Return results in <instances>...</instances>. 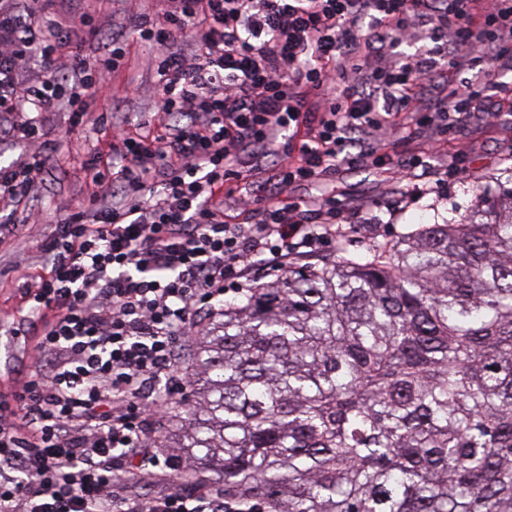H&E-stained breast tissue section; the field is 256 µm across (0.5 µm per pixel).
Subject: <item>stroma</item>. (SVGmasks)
Returning <instances> with one entry per match:
<instances>
[{
	"mask_svg": "<svg viewBox=\"0 0 512 512\" xmlns=\"http://www.w3.org/2000/svg\"><path fill=\"white\" fill-rule=\"evenodd\" d=\"M154 8L153 0H108L105 14L92 16L74 37L82 56L92 63L108 55L113 40L129 34L135 17ZM130 50L136 55L134 68L113 72L109 90L87 98L83 115L65 109L46 114L44 134L37 139L0 135V167L36 155L47 170L27 202L41 212L42 222H18L0 235V318L5 323L25 320L27 309L17 288L18 277L45 274L41 242L53 234L59 214L82 199L80 190L89 176L80 157L97 150L108 152L112 125L124 124L135 131L154 116L161 85L151 48L141 43L131 45ZM440 149L459 155L467 175L449 177L440 185L434 176H427L426 190L410 199L390 189L386 172L341 168L335 177L336 189L342 202L354 204L346 215L353 229L342 235L335 250L304 258V265H320L341 253L362 256L377 244L397 240L408 225L454 223L469 214L478 190L512 178V112L502 113L492 125L470 119L450 132ZM32 345V338L18 340L0 330V394L11 393L23 380Z\"/></svg>",
	"mask_w": 512,
	"mask_h": 512,
	"instance_id": "stroma-1",
	"label": "stroma"
}]
</instances>
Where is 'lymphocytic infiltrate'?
Returning <instances> with one entry per match:
<instances>
[{
    "label": "lymphocytic infiltrate",
    "mask_w": 512,
    "mask_h": 512,
    "mask_svg": "<svg viewBox=\"0 0 512 512\" xmlns=\"http://www.w3.org/2000/svg\"><path fill=\"white\" fill-rule=\"evenodd\" d=\"M46 0L19 14L0 0V112L13 131L38 134L43 116L74 110L101 92L125 58L115 42L102 63H85L62 29L85 25L99 0L43 26ZM134 28L158 61L164 121L131 135L112 128L111 172L101 154L83 158L90 182L80 205L42 245L46 275L24 278L33 358L18 389L0 398V512H265L258 501L180 480L141 496L122 475L153 482L179 476L168 449L150 447L189 382V336L202 310L224 309L227 292L258 287L259 267L281 272L305 250L335 245L342 165L392 172L414 195L422 156L393 159L387 144L412 126L430 144L464 124L471 106L504 88L492 62L512 49V0H156ZM430 27L431 46L392 61L394 50ZM196 35L193 54L175 39ZM41 52L37 80L21 73ZM73 84L60 83L58 65ZM470 71L457 95L423 112L433 78ZM279 158L277 190L240 196L251 224L224 221V196L244 160ZM40 159L0 168V209L24 202L43 179ZM124 195L112 200V180ZM310 183V202L289 201Z\"/></svg>",
    "instance_id": "1"
}]
</instances>
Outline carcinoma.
<instances>
[{"mask_svg": "<svg viewBox=\"0 0 512 512\" xmlns=\"http://www.w3.org/2000/svg\"><path fill=\"white\" fill-rule=\"evenodd\" d=\"M159 444L269 512H512V187L199 330Z\"/></svg>", "mask_w": 512, "mask_h": 512, "instance_id": "1", "label": "carcinoma"}]
</instances>
